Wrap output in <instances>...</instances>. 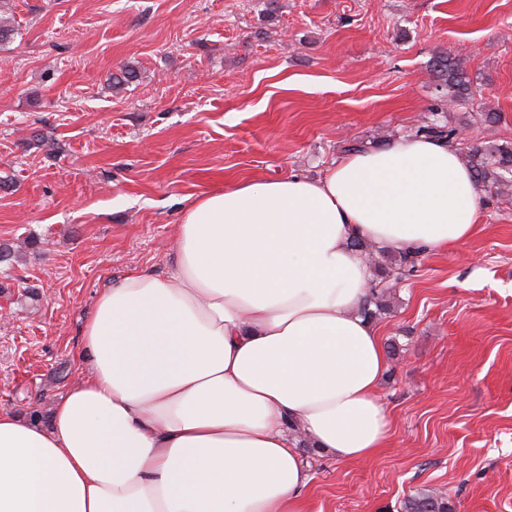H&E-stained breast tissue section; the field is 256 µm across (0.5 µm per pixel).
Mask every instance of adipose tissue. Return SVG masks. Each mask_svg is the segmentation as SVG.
Here are the masks:
<instances>
[{"mask_svg": "<svg viewBox=\"0 0 512 512\" xmlns=\"http://www.w3.org/2000/svg\"><path fill=\"white\" fill-rule=\"evenodd\" d=\"M479 212L458 151L424 137L200 195L166 276L99 295L50 426L0 413V512H304L302 441L341 462L389 443L352 239L442 250Z\"/></svg>", "mask_w": 512, "mask_h": 512, "instance_id": "obj_1", "label": "adipose tissue"}]
</instances>
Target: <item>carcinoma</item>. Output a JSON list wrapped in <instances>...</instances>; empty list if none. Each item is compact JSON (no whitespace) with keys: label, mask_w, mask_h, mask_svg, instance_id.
<instances>
[{"label":"carcinoma","mask_w":512,"mask_h":512,"mask_svg":"<svg viewBox=\"0 0 512 512\" xmlns=\"http://www.w3.org/2000/svg\"><path fill=\"white\" fill-rule=\"evenodd\" d=\"M430 67L439 85L446 89L442 105L466 107L475 104L476 89L460 56L438 51L433 55ZM136 77L135 68L127 65L111 75L110 86L120 89L131 84ZM460 132L461 129L457 127L433 120L418 127L415 135L453 142L458 139ZM462 161L484 191L499 200L512 199V143L469 148L462 154ZM413 267V256L407 252L391 258L389 265L378 270L376 278L371 280L359 314L372 321L385 313L393 295L396 277L408 275ZM402 512H452V508L446 495L433 488H423L416 490L403 502Z\"/></svg>","instance_id":"cac0c4a2"}]
</instances>
